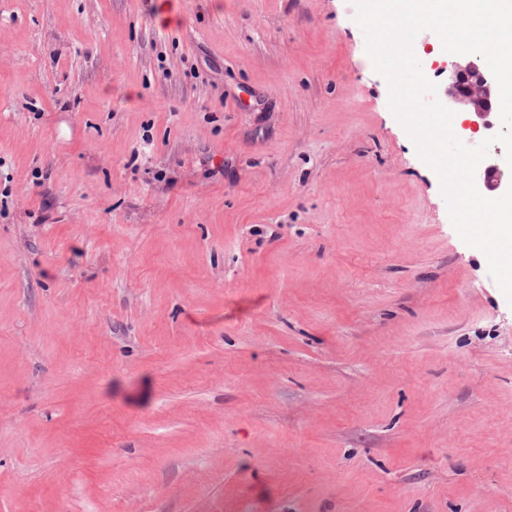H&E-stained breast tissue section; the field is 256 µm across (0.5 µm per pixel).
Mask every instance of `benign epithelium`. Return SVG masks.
Returning a JSON list of instances; mask_svg holds the SVG:
<instances>
[{"label": "benign epithelium", "instance_id": "benign-epithelium-1", "mask_svg": "<svg viewBox=\"0 0 512 512\" xmlns=\"http://www.w3.org/2000/svg\"><path fill=\"white\" fill-rule=\"evenodd\" d=\"M446 87L441 103L452 111L464 110L474 121L489 131L495 129L492 115L498 113L499 88L490 69L479 63L474 54H448L442 67ZM475 184L479 192L504 194L509 182L501 177V157L488 156L476 170Z\"/></svg>", "mask_w": 512, "mask_h": 512}]
</instances>
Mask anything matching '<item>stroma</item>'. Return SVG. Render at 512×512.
Returning a JSON list of instances; mask_svg holds the SVG:
<instances>
[{
  "instance_id": "1",
  "label": "stroma",
  "mask_w": 512,
  "mask_h": 512,
  "mask_svg": "<svg viewBox=\"0 0 512 512\" xmlns=\"http://www.w3.org/2000/svg\"><path fill=\"white\" fill-rule=\"evenodd\" d=\"M0 0V512H512V304L351 0Z\"/></svg>"
}]
</instances>
